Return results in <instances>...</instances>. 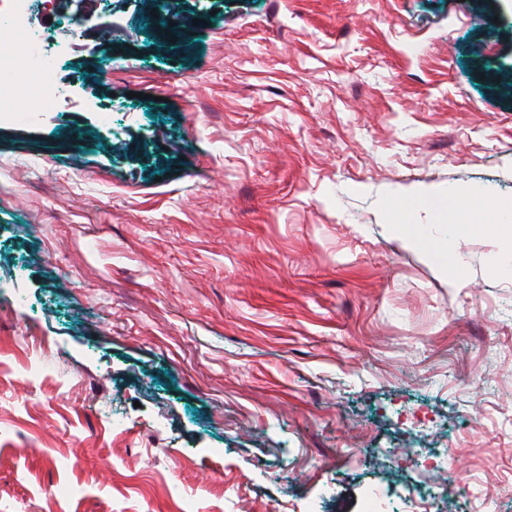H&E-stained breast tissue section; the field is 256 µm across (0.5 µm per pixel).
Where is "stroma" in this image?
I'll use <instances>...</instances> for the list:
<instances>
[{"mask_svg": "<svg viewBox=\"0 0 512 512\" xmlns=\"http://www.w3.org/2000/svg\"><path fill=\"white\" fill-rule=\"evenodd\" d=\"M53 2L67 99L0 114V512H512V0Z\"/></svg>", "mask_w": 512, "mask_h": 512, "instance_id": "obj_1", "label": "stroma"}]
</instances>
